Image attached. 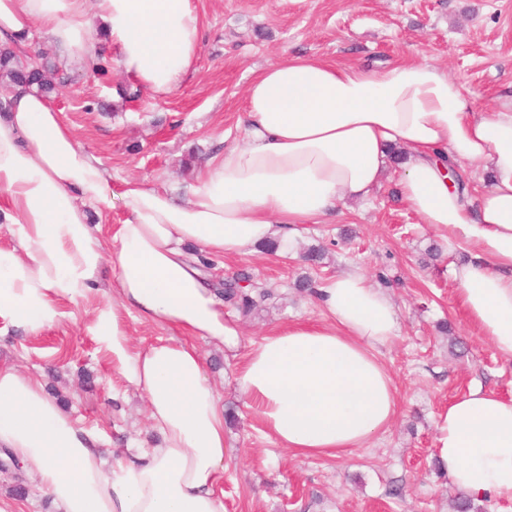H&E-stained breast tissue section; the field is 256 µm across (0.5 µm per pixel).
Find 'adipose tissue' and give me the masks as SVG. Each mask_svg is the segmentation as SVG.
Listing matches in <instances>:
<instances>
[{
	"label": "adipose tissue",
	"instance_id": "ef3b65f1",
	"mask_svg": "<svg viewBox=\"0 0 512 512\" xmlns=\"http://www.w3.org/2000/svg\"><path fill=\"white\" fill-rule=\"evenodd\" d=\"M202 23L192 0H0V45L41 33L64 57L97 49L157 97L194 71ZM0 116V324L36 334L58 303L102 288L90 327L146 400L162 442L104 464L100 437L43 382L0 366V447L59 512H224L225 417L196 339L239 354L235 381L266 429L302 456L339 458L395 418L398 392L380 350L399 329L386 288L352 267L319 284L324 323H291L241 351V325L188 250L224 259L372 199L400 165L403 200L459 263L455 295L478 334L512 360V103L476 111L461 84L428 62L383 72L292 56L249 83L241 142L227 144L180 193L112 171L87 152L46 97L14 87ZM483 185L478 201L448 165ZM124 220L102 236L92 214ZM173 330L135 350L129 319ZM436 451L455 488L512 501V399L474 386L439 413Z\"/></svg>",
	"mask_w": 512,
	"mask_h": 512
}]
</instances>
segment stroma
Returning <instances> with one entry per match:
<instances>
[{"instance_id": "obj_1", "label": "stroma", "mask_w": 512, "mask_h": 512, "mask_svg": "<svg viewBox=\"0 0 512 512\" xmlns=\"http://www.w3.org/2000/svg\"><path fill=\"white\" fill-rule=\"evenodd\" d=\"M204 25L196 70L158 98L119 66L102 76L61 61L68 83L49 102L82 146L115 177L180 190L224 148V133L243 117L249 82L271 62L302 55L382 71L401 61L435 64L458 80L481 112L512 99V0H194ZM320 246L319 266L299 258ZM457 256L401 199L387 173L372 203H351L325 224L307 225L285 254L214 261L216 283L238 272L270 289L266 307L240 317L242 345L293 322L319 323L324 310L297 291L359 265L385 286L399 330L380 353L399 394V411L368 447L341 458L306 457L266 434L235 384L237 360L202 344L207 368L236 425L221 489L224 512H453L457 489L440 469L435 421L448 402L475 384L512 397V362L470 326L453 292ZM103 296L62 301L54 325L31 334L0 332V365L41 377L78 422L104 434V456L160 435L146 402L116 372L89 330ZM447 330H440V322Z\"/></svg>"}]
</instances>
